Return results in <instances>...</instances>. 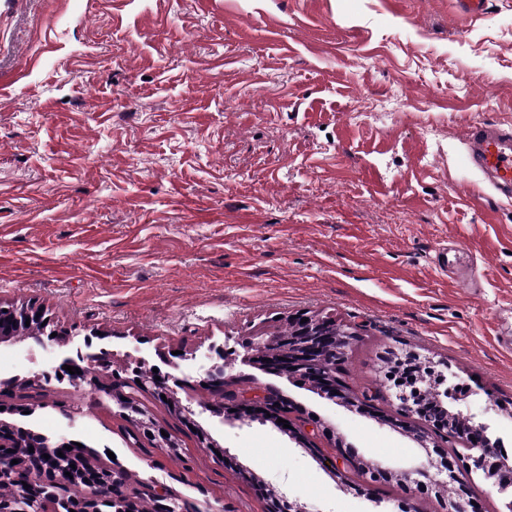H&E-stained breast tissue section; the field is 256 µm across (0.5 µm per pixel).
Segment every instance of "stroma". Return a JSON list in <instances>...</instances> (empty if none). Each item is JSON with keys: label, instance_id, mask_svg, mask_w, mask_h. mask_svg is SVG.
<instances>
[{"label": "stroma", "instance_id": "obj_1", "mask_svg": "<svg viewBox=\"0 0 512 512\" xmlns=\"http://www.w3.org/2000/svg\"><path fill=\"white\" fill-rule=\"evenodd\" d=\"M475 122L512 125V0L480 18L455 0H0V305H42L72 334L0 342V379L88 339L121 378L168 373L180 350L193 415L145 402L175 447L77 381L27 388L29 421L188 512H267L273 495L441 512L329 460L341 444L395 472L424 461L387 421L391 350L448 362L461 410L512 456V200L466 163ZM303 312L357 333L341 379L380 389L375 409L242 368L254 328ZM214 344L220 392L196 363ZM254 393L317 423L312 445L230 413Z\"/></svg>", "mask_w": 512, "mask_h": 512}]
</instances>
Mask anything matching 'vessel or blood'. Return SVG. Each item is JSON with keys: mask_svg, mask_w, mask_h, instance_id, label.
<instances>
[{"mask_svg": "<svg viewBox=\"0 0 512 512\" xmlns=\"http://www.w3.org/2000/svg\"><path fill=\"white\" fill-rule=\"evenodd\" d=\"M464 140L471 166L495 191L512 199V128L475 123L466 130Z\"/></svg>", "mask_w": 512, "mask_h": 512, "instance_id": "1", "label": "vessel or blood"}]
</instances>
